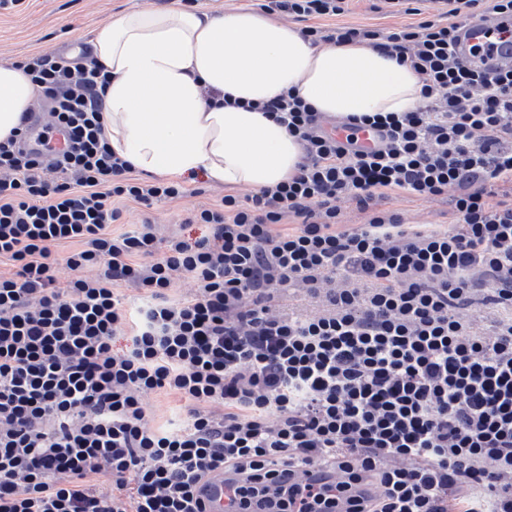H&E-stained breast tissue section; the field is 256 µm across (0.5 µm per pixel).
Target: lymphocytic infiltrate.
<instances>
[{
    "instance_id": "lymphocytic-infiltrate-1",
    "label": "lymphocytic infiltrate",
    "mask_w": 512,
    "mask_h": 512,
    "mask_svg": "<svg viewBox=\"0 0 512 512\" xmlns=\"http://www.w3.org/2000/svg\"><path fill=\"white\" fill-rule=\"evenodd\" d=\"M350 2L261 8L396 55L423 105L345 119L340 141L293 93L262 104L298 172L193 210L197 237L122 223L185 189L112 153L102 66L15 62L52 103L43 148L59 130L68 148L0 142V512H205L196 489L225 470L237 512H512V68L454 50L512 0H430L432 20L384 0L411 23L319 27ZM391 192L449 195L451 224L405 223ZM161 395L179 414L157 424ZM308 469L326 482L291 480Z\"/></svg>"
}]
</instances>
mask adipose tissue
<instances>
[{
	"label": "adipose tissue",
	"instance_id": "obj_1",
	"mask_svg": "<svg viewBox=\"0 0 512 512\" xmlns=\"http://www.w3.org/2000/svg\"><path fill=\"white\" fill-rule=\"evenodd\" d=\"M104 66V132L134 169L259 189L293 176L303 147L259 109L293 92L324 116L407 112L421 81L395 56L363 43L315 44L300 28L250 10L146 6L112 14L91 42ZM41 97L0 63V141Z\"/></svg>",
	"mask_w": 512,
	"mask_h": 512
}]
</instances>
